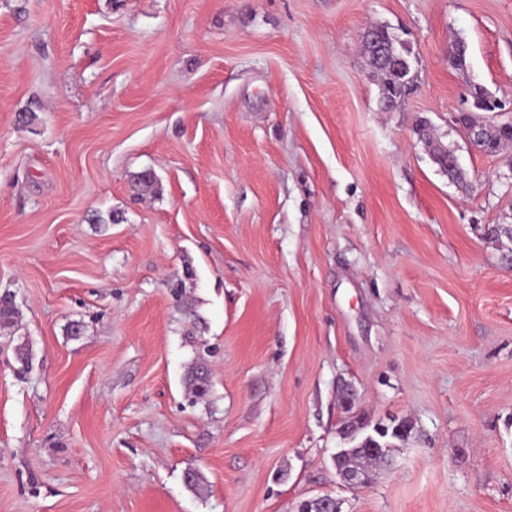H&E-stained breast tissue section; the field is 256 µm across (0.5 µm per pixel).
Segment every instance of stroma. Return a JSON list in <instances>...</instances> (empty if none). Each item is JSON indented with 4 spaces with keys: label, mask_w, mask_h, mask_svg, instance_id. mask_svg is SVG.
<instances>
[{
    "label": "stroma",
    "mask_w": 512,
    "mask_h": 512,
    "mask_svg": "<svg viewBox=\"0 0 512 512\" xmlns=\"http://www.w3.org/2000/svg\"><path fill=\"white\" fill-rule=\"evenodd\" d=\"M470 79L512 103V0H0V512H512V148L467 146ZM345 383L413 426L354 489ZM363 47L378 81L381 110L387 112L405 104L418 88V71L413 65L409 43L389 27L375 25ZM417 134L419 135L421 140H424V142L427 144L429 148V153L434 155L436 152H441L443 155L446 153L448 154V157L445 159V164L448 165L447 170L440 169L444 174L448 175V179L452 180L453 182H456L458 185H464L466 182L467 174L465 170L458 169L455 166H452L448 164V158L453 153V150L448 148V151L444 150L441 146V142H439L435 137L431 136L430 133L427 132L426 126L424 124H420L416 128Z\"/></svg>",
    "instance_id": "1"
}]
</instances>
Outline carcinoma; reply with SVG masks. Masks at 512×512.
<instances>
[{
    "mask_svg": "<svg viewBox=\"0 0 512 512\" xmlns=\"http://www.w3.org/2000/svg\"><path fill=\"white\" fill-rule=\"evenodd\" d=\"M364 54L367 56L373 75L377 78L379 104L381 110L389 111L395 106H402L417 91L418 71L411 58L412 49L389 27L377 25L371 28V35L364 40ZM451 54L448 63L456 71L466 73L470 67L468 45L462 38L454 40L450 46ZM472 108L477 112L485 111V104L493 100V93L486 87L469 85ZM456 122L465 130L472 126L485 129L479 150L487 154H496L512 145V123L487 124L476 119L471 112H462ZM16 323L15 302L5 294L0 297V327L12 326ZM190 392L196 398L205 397L210 390L209 372L199 366L188 376ZM403 441L401 435H389L380 444L384 455L373 457L364 449L348 448L344 464L351 468H359L367 473L384 464V458L390 455L395 443Z\"/></svg>",
    "mask_w": 512,
    "mask_h": 512,
    "instance_id": "obj_1",
    "label": "carcinoma"
}]
</instances>
